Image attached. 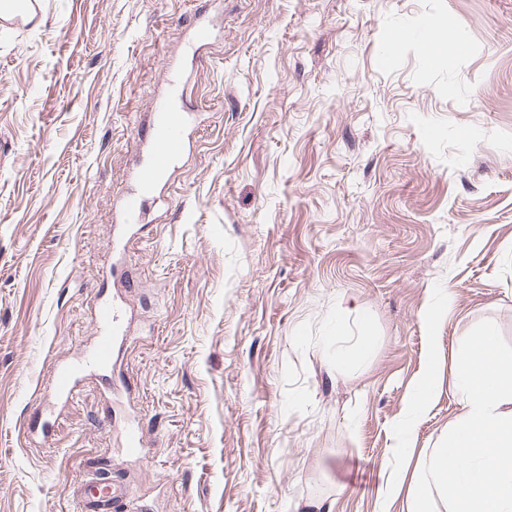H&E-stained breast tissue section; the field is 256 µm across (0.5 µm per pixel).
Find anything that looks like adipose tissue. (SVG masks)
Segmentation results:
<instances>
[{
  "label": "adipose tissue",
  "mask_w": 512,
  "mask_h": 512,
  "mask_svg": "<svg viewBox=\"0 0 512 512\" xmlns=\"http://www.w3.org/2000/svg\"><path fill=\"white\" fill-rule=\"evenodd\" d=\"M441 308L428 314L426 362L418 392L406 408L401 431L410 434L411 418L434 399L436 331ZM454 384L462 411L420 449L413 469L388 464L377 512L405 495L407 512H512V359L503 356L493 328L464 336L454 355Z\"/></svg>",
  "instance_id": "ef3b65f1"
}]
</instances>
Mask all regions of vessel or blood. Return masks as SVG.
Here are the masks:
<instances>
[{
	"label": "vessel or blood",
	"mask_w": 512,
	"mask_h": 512,
	"mask_svg": "<svg viewBox=\"0 0 512 512\" xmlns=\"http://www.w3.org/2000/svg\"><path fill=\"white\" fill-rule=\"evenodd\" d=\"M190 114L175 101L161 99L152 105V119L144 139L147 156L134 173V189L118 200L127 234L137 235L139 223L153 201V194L184 154L189 139ZM97 336L92 348L76 361L56 364L50 392L59 406H66L87 373L111 374L115 354L130 333L122 309L111 301L100 302L94 312ZM78 512H147L133 503L124 487L103 480L99 472L84 475L75 489Z\"/></svg>",
	"instance_id": "b4317fda"
}]
</instances>
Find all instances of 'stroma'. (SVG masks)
I'll return each mask as SVG.
<instances>
[{
  "instance_id": "obj_1",
  "label": "stroma",
  "mask_w": 512,
  "mask_h": 512,
  "mask_svg": "<svg viewBox=\"0 0 512 512\" xmlns=\"http://www.w3.org/2000/svg\"><path fill=\"white\" fill-rule=\"evenodd\" d=\"M428 26L458 48L425 56ZM168 59L192 145L118 260ZM117 290L120 367L34 442ZM441 300L416 449L461 411L459 337L494 325L512 356V0H41L0 23V512H76L91 470L150 512H376ZM444 318V313L441 308L434 307L428 314L429 332L426 336V362L425 367L421 374L418 392L415 398L410 401L406 408L408 417L402 421V434L410 435L412 426L410 417L415 418L429 408L435 399L434 390V377L436 374V360H437V344L438 336H435V331L439 329L441 322Z\"/></svg>"
}]
</instances>
